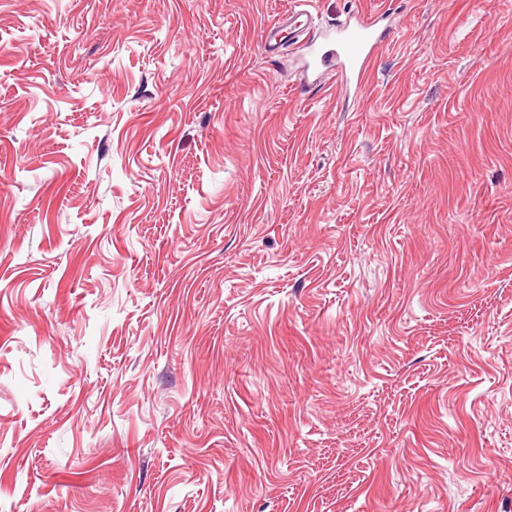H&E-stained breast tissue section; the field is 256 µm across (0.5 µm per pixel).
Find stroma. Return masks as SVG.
I'll return each mask as SVG.
<instances>
[{
    "mask_svg": "<svg viewBox=\"0 0 512 512\" xmlns=\"http://www.w3.org/2000/svg\"><path fill=\"white\" fill-rule=\"evenodd\" d=\"M0 0V512H512V0ZM305 17V20H299L300 18ZM313 15L309 10H299L293 11L291 15H285L282 18L278 19L273 26V29H279L283 31L284 29L289 30V34L296 33L297 39L307 33L309 26L312 23ZM389 17L385 12L356 15L353 21L336 25L333 27L336 32V49L325 50L322 56L336 52V55L345 59L346 77L350 74L356 77L357 82L363 81L380 44L384 42L383 34L388 24L382 23Z\"/></svg>",
    "mask_w": 512,
    "mask_h": 512,
    "instance_id": "35a3bbf8",
    "label": "stroma"
}]
</instances>
